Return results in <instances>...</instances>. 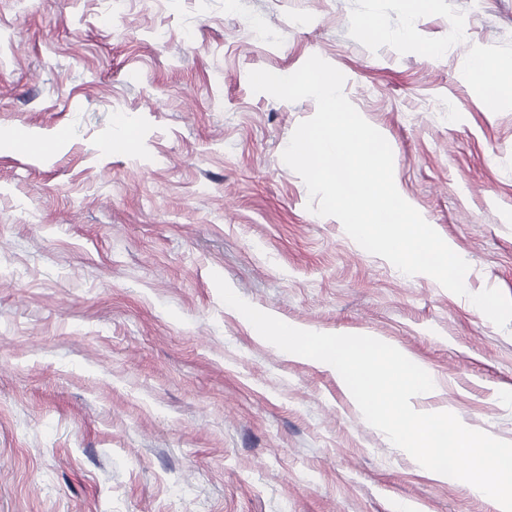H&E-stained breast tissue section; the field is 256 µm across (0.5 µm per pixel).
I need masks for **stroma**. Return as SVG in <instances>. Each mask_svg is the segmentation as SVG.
I'll return each instance as SVG.
<instances>
[{"instance_id": "obj_1", "label": "stroma", "mask_w": 512, "mask_h": 512, "mask_svg": "<svg viewBox=\"0 0 512 512\" xmlns=\"http://www.w3.org/2000/svg\"><path fill=\"white\" fill-rule=\"evenodd\" d=\"M313 55L469 263L467 296L308 210L282 152L316 103L248 74ZM479 55L512 64V0H0V512H499L212 280L396 347L435 379L417 409L512 442V324L469 299L512 297V96Z\"/></svg>"}]
</instances>
